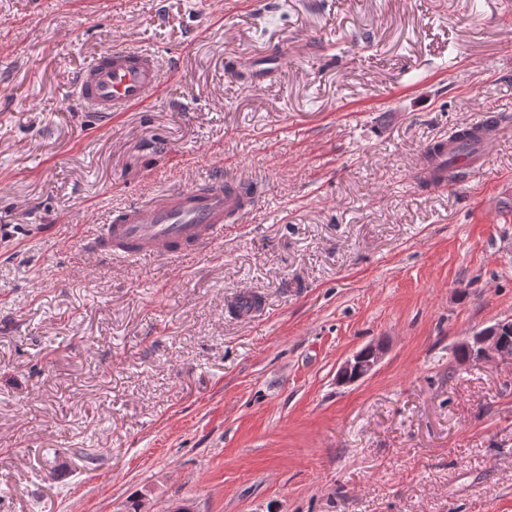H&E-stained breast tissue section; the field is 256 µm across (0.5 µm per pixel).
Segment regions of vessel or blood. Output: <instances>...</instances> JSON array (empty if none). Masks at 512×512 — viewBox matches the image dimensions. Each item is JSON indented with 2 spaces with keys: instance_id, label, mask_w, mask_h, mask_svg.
<instances>
[{
  "instance_id": "1",
  "label": "vessel or blood",
  "mask_w": 512,
  "mask_h": 512,
  "mask_svg": "<svg viewBox=\"0 0 512 512\" xmlns=\"http://www.w3.org/2000/svg\"><path fill=\"white\" fill-rule=\"evenodd\" d=\"M162 73L146 50H105L78 75L76 93L97 119L143 103L157 91ZM247 181L212 177L188 188L155 194L113 211L109 224L91 234L93 257L123 255L171 260L199 254L223 237L227 224L240 221L254 206Z\"/></svg>"
}]
</instances>
